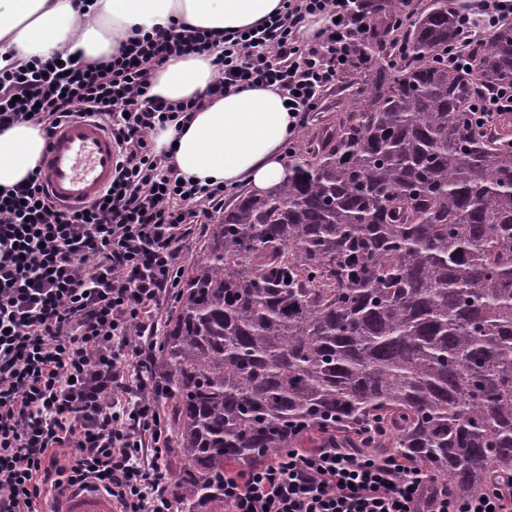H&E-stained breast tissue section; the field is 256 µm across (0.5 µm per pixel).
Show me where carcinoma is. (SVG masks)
Wrapping results in <instances>:
<instances>
[{
    "label": "carcinoma",
    "mask_w": 512,
    "mask_h": 512,
    "mask_svg": "<svg viewBox=\"0 0 512 512\" xmlns=\"http://www.w3.org/2000/svg\"><path fill=\"white\" fill-rule=\"evenodd\" d=\"M460 0L360 43L347 105L300 133L288 176L240 192L183 270L154 369L182 512L224 508V468L334 437L391 448L467 499L512 473V22L471 70L441 62ZM475 112L485 123H490L502 112H512V84L500 86L490 95H485L476 105Z\"/></svg>",
    "instance_id": "1"
}]
</instances>
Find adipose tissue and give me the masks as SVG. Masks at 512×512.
<instances>
[{"mask_svg": "<svg viewBox=\"0 0 512 512\" xmlns=\"http://www.w3.org/2000/svg\"><path fill=\"white\" fill-rule=\"evenodd\" d=\"M281 0H0V60L21 62L60 51L97 58L119 47L134 30L151 31L177 22L216 35L261 23ZM217 78L210 53L174 57L156 72L151 93L194 100L198 108L184 127L156 129V152L172 153L182 176L200 183L242 184L259 195L288 173L282 145L291 118L278 92L245 88L210 95ZM45 147L40 125L0 128V188L10 189L35 169Z\"/></svg>", "mask_w": 512, "mask_h": 512, "instance_id": "1", "label": "adipose tissue"}]
</instances>
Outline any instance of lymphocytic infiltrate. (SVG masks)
<instances>
[{
	"label": "lymphocytic infiltrate",
	"instance_id": "f902f5d3",
	"mask_svg": "<svg viewBox=\"0 0 512 512\" xmlns=\"http://www.w3.org/2000/svg\"><path fill=\"white\" fill-rule=\"evenodd\" d=\"M312 16L324 27L300 39ZM461 18L480 40L512 19V0H478ZM374 31L369 0H282L262 28L220 47L174 23L97 59L0 67V126L31 121L50 136L88 114L118 147L111 185L88 206L57 205L37 171L0 195V512H38L66 486L104 490L116 512H178L151 363L188 241L223 212L229 188L186 179L156 153L152 132L197 107L151 95L156 70L215 51L212 95L274 88L297 133ZM224 512H512V502L495 491L461 500L400 455L330 443L225 474Z\"/></svg>",
	"mask_w": 512,
	"mask_h": 512
}]
</instances>
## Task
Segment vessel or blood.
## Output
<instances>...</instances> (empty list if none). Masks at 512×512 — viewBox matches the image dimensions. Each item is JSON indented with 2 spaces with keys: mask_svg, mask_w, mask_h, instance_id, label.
Returning a JSON list of instances; mask_svg holds the SVG:
<instances>
[{
  "mask_svg": "<svg viewBox=\"0 0 512 512\" xmlns=\"http://www.w3.org/2000/svg\"><path fill=\"white\" fill-rule=\"evenodd\" d=\"M117 146L96 120L81 117L59 128L43 154L39 168L46 190L60 204L83 207L111 183ZM55 512H115L111 498L101 491L65 490Z\"/></svg>",
  "mask_w": 512,
  "mask_h": 512,
  "instance_id": "obj_1",
  "label": "vessel or blood"
}]
</instances>
